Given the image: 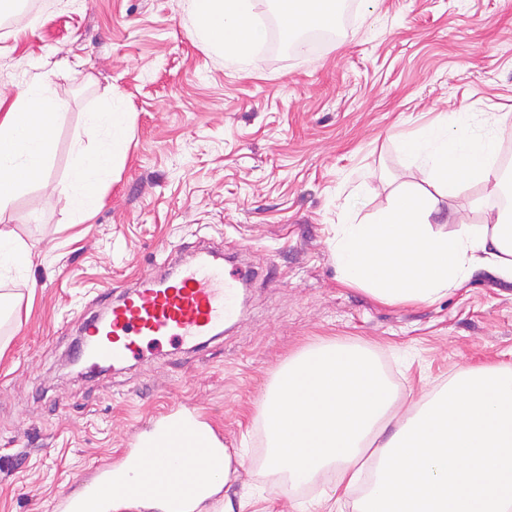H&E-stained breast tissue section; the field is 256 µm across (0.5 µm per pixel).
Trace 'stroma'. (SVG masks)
Listing matches in <instances>:
<instances>
[{
  "label": "stroma",
  "instance_id": "stroma-1",
  "mask_svg": "<svg viewBox=\"0 0 512 512\" xmlns=\"http://www.w3.org/2000/svg\"><path fill=\"white\" fill-rule=\"evenodd\" d=\"M351 2L334 38L265 46L254 66L193 35L185 0H39L31 28L0 26V94L48 71L63 102L47 183L0 217L36 255L29 278L0 283L29 307L0 316V512H49L172 403L198 408L244 459L201 512L228 501L313 512L333 473L294 485L265 465L258 411L287 358L328 340L360 347L409 405L459 368L512 366V283L479 270L436 303L383 305L338 283L331 250L337 225L377 216L413 182L407 139L439 116H499L498 153L512 155V0ZM115 94L133 114L124 164L93 217L66 225L56 186L80 116ZM488 217L469 184L432 223ZM212 242L238 245V264L258 270L239 321L198 349L166 342L111 369L74 364L103 290Z\"/></svg>",
  "mask_w": 512,
  "mask_h": 512
}]
</instances>
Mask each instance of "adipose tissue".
<instances>
[{
	"mask_svg": "<svg viewBox=\"0 0 512 512\" xmlns=\"http://www.w3.org/2000/svg\"><path fill=\"white\" fill-rule=\"evenodd\" d=\"M193 33L221 53L249 57L264 38L251 21L255 0H187ZM333 15L322 0H280L282 30L321 28ZM59 102L48 76L18 86L0 115V216L20 194L46 182L54 157ZM126 100L113 96L82 115L72 163L60 192L68 221L86 223L120 168L132 128ZM496 124L477 125L455 112L419 128L407 144L416 178L428 192L399 188L378 218L336 228L332 255L340 283L386 305L432 303L485 270L512 283V209L486 224L434 228L439 198L468 182L489 198L504 192L491 160ZM33 256L8 226L0 227V278L28 270ZM398 395L363 349L330 342L288 358L261 403L268 468L295 483L332 471L333 495L364 493L356 512H501L512 502V368L458 370L407 417Z\"/></svg>",
	"mask_w": 512,
	"mask_h": 512,
	"instance_id": "1",
	"label": "adipose tissue"
}]
</instances>
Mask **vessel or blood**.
<instances>
[{"mask_svg":"<svg viewBox=\"0 0 512 512\" xmlns=\"http://www.w3.org/2000/svg\"><path fill=\"white\" fill-rule=\"evenodd\" d=\"M254 275L249 267L226 275L220 250L174 277L145 275L112 301L107 320L84 318L79 354L91 366L111 367L164 338L201 344L236 319L238 286ZM209 426L200 411L169 405L119 460L97 461L89 477L58 495L52 512H110L118 496L150 504L154 512H197L196 503L224 470L222 439L209 437Z\"/></svg>","mask_w":512,"mask_h":512,"instance_id":"b4317fda","label":"vessel or blood"}]
</instances>
